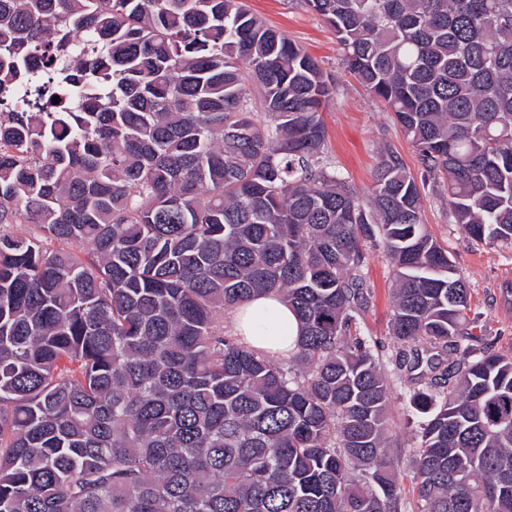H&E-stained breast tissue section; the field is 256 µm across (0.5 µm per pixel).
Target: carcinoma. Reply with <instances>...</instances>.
Masks as SVG:
<instances>
[{
	"mask_svg": "<svg viewBox=\"0 0 512 512\" xmlns=\"http://www.w3.org/2000/svg\"><path fill=\"white\" fill-rule=\"evenodd\" d=\"M304 4L424 179L385 149L365 199L324 163L335 85L246 0H0V98H34L0 112V512H404L374 242L420 512H512V357L421 219L441 175L512 245V0ZM269 294L286 357L223 330ZM364 273L371 286L372 297L358 326L363 336L371 340L373 348L382 357V364L391 389L387 451L391 457L401 461L398 477L404 489L405 512H418L411 463L413 447L416 446V429L407 405V388H404L403 382L398 379L391 361L392 354L395 353V340L391 335L395 276L381 247L368 250Z\"/></svg>",
	"mask_w": 512,
	"mask_h": 512,
	"instance_id": "carcinoma-1",
	"label": "carcinoma"
}]
</instances>
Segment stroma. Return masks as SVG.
<instances>
[{"mask_svg": "<svg viewBox=\"0 0 512 512\" xmlns=\"http://www.w3.org/2000/svg\"><path fill=\"white\" fill-rule=\"evenodd\" d=\"M248 2L255 15L315 57L335 84L336 94L323 108L322 119L328 132V155L337 171L360 193H368L377 153L388 146L399 153L413 174L422 173L416 149L403 137L385 107L371 99L343 71L334 36L303 0ZM423 220L433 237L447 248L458 274L465 280L471 294V315L478 328L496 352L512 357V295L506 293L507 288H512V246L472 243L459 225L449 223L448 199L440 190L428 192ZM364 273L372 297L359 320V328L382 358L391 389L387 451L401 461L398 477L404 489L405 512H418L411 463L415 425L407 405V390L391 361L395 352L391 334L395 276L382 248L369 249Z\"/></svg>", "mask_w": 512, "mask_h": 512, "instance_id": "1", "label": "stroma"}]
</instances>
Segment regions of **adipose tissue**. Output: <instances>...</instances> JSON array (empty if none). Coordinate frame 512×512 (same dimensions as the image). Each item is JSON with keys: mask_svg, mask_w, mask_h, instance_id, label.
<instances>
[{"mask_svg": "<svg viewBox=\"0 0 512 512\" xmlns=\"http://www.w3.org/2000/svg\"><path fill=\"white\" fill-rule=\"evenodd\" d=\"M238 336L249 345L278 354L294 349L299 336L295 314L275 296H260L234 313Z\"/></svg>", "mask_w": 512, "mask_h": 512, "instance_id": "ef3b65f1", "label": "adipose tissue"}]
</instances>
